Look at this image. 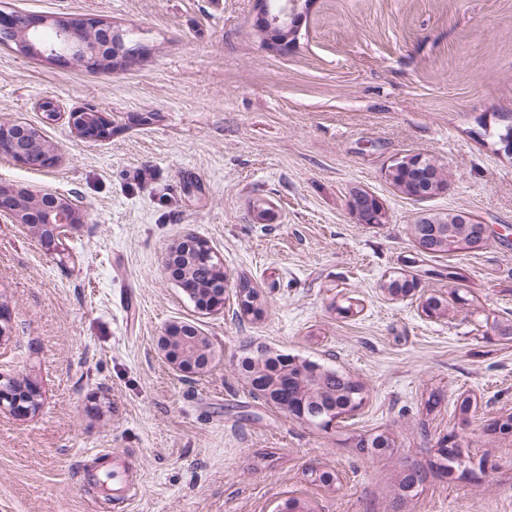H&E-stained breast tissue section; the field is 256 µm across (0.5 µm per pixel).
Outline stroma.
Segmentation results:
<instances>
[{"label": "stroma", "instance_id": "stroma-1", "mask_svg": "<svg viewBox=\"0 0 512 512\" xmlns=\"http://www.w3.org/2000/svg\"><path fill=\"white\" fill-rule=\"evenodd\" d=\"M29 15L102 19L133 30L149 52L126 71L51 65L0 46V122L43 129L61 156L34 171L0 156V186L79 201L83 222L48 254L0 220V375L35 378L40 407L0 410V512H90L97 451L132 463L141 498L112 512H274L281 499L316 512H390L399 463L436 461L456 435L469 473L436 478L411 512H512V435L483 434L512 413V156L494 133L512 124V0H312L291 52L277 56L254 28L255 0H0ZM61 111L48 118L45 100ZM112 121L82 139L69 111ZM434 156L447 190L418 201L385 169ZM385 205V224H359L352 187ZM271 204L257 224L251 206ZM463 210L488 226L480 252L420 256L408 228ZM189 235L221 259L224 307H195L163 268ZM457 268L475 314L426 317ZM417 274L414 295L381 285ZM264 300L238 319L235 282ZM363 310L342 316L345 297ZM194 325L215 360L199 375L165 358L158 338ZM350 372L363 405L335 427L306 425L253 398L235 364L248 343ZM441 394L429 406L431 394ZM476 406L469 426L454 408ZM392 429L394 456L369 459L351 437ZM334 475L311 482L309 469Z\"/></svg>", "mask_w": 512, "mask_h": 512}]
</instances>
